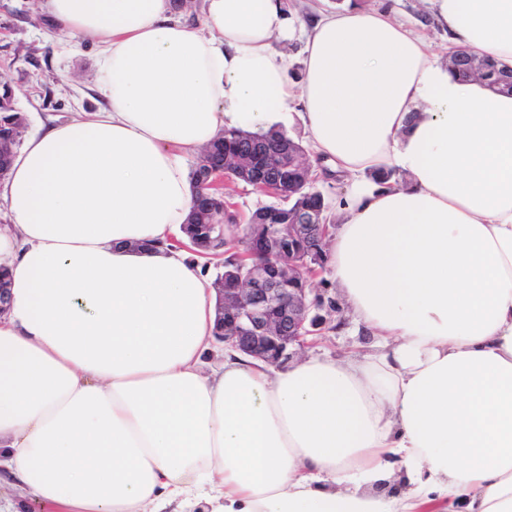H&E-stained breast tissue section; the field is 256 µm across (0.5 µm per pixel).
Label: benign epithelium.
I'll list each match as a JSON object with an SVG mask.
<instances>
[{
  "label": "benign epithelium",
  "instance_id": "benign-epithelium-1",
  "mask_svg": "<svg viewBox=\"0 0 512 512\" xmlns=\"http://www.w3.org/2000/svg\"><path fill=\"white\" fill-rule=\"evenodd\" d=\"M285 169L298 181L310 171L293 153ZM333 228L299 208L288 209L283 224L247 225L240 238L246 255L259 253L272 263H258L245 274L224 273L216 288L217 339L268 364L288 363L311 329L323 323L314 310L324 303L313 293L306 269L325 267V240Z\"/></svg>",
  "mask_w": 512,
  "mask_h": 512
}]
</instances>
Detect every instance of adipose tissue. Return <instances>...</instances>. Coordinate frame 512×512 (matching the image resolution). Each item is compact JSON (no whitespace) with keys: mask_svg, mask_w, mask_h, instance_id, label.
<instances>
[{"mask_svg":"<svg viewBox=\"0 0 512 512\" xmlns=\"http://www.w3.org/2000/svg\"><path fill=\"white\" fill-rule=\"evenodd\" d=\"M429 2L452 47L512 67V0ZM42 9L98 47L105 105L30 135L0 180V478L49 512H512V96L380 10ZM294 119L351 178L327 263L374 350L208 366L187 158Z\"/></svg>","mask_w":512,"mask_h":512,"instance_id":"adipose-tissue-1","label":"adipose tissue"}]
</instances>
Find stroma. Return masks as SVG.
Segmentation results:
<instances>
[{
    "instance_id": "obj_1",
    "label": "stroma",
    "mask_w": 512,
    "mask_h": 512,
    "mask_svg": "<svg viewBox=\"0 0 512 512\" xmlns=\"http://www.w3.org/2000/svg\"><path fill=\"white\" fill-rule=\"evenodd\" d=\"M353 4L389 13L392 19L422 36L434 52L447 54L448 37L433 23L427 0H288L290 9L304 19ZM45 25L40 0H0V84L12 89L27 134L49 122L95 112L103 106L97 90V47L61 35L47 38ZM277 129L305 146L316 190L328 204H335L348 186L346 177L332 173L310 149V140L300 123H281ZM224 199L236 218L237 225L231 230L236 238L244 235L249 216L272 201L271 196L233 179L224 182ZM311 285L324 301L333 302L336 310L330 313L326 325L308 336L300 358H343L371 352L372 336L342 312L343 301L328 272L314 277Z\"/></svg>"
}]
</instances>
